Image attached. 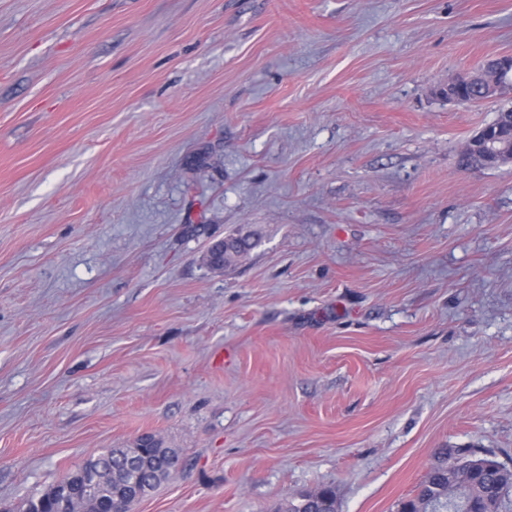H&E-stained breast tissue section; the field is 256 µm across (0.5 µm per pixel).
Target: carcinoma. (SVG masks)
<instances>
[{"instance_id": "obj_1", "label": "carcinoma", "mask_w": 512, "mask_h": 512, "mask_svg": "<svg viewBox=\"0 0 512 512\" xmlns=\"http://www.w3.org/2000/svg\"><path fill=\"white\" fill-rule=\"evenodd\" d=\"M449 91L471 104L483 97L482 88L475 85L449 87ZM464 160L468 166L492 168L489 156L479 150H467ZM149 463H162L168 456L179 457L173 448L158 442L143 449ZM124 449L111 448L96 458H91L68 474L73 477L82 470L112 468V479L100 485L99 502L121 498L126 490L121 476ZM512 490V469L487 458L453 457L445 454L425 479L417 486L415 495L401 504L400 512H499L504 497ZM277 512H335V492L322 487L300 495L281 505Z\"/></svg>"}]
</instances>
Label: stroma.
Segmentation results:
<instances>
[{
  "label": "stroma",
  "mask_w": 512,
  "mask_h": 512,
  "mask_svg": "<svg viewBox=\"0 0 512 512\" xmlns=\"http://www.w3.org/2000/svg\"><path fill=\"white\" fill-rule=\"evenodd\" d=\"M503 55L512 0H0V512L145 432L132 512L512 468V95H446ZM495 122L485 126L482 128L476 136H473L468 142V148H480L487 152L489 155L493 156V160H496L499 157V149L498 144L501 141L506 144V139H509V143L512 142V129L509 135H505L499 132V129L495 127L493 130V125ZM481 150L479 151H470L465 150L464 160L466 165L468 166H476L482 168H493L495 167L494 161L491 162L489 156ZM229 241L224 238L213 241L207 249L206 254L211 259V266L216 270H222L224 265H229L236 260L245 249L230 248L224 253V246L228 245ZM224 257V265L222 266V258Z\"/></svg>",
  "instance_id": "1"
}]
</instances>
